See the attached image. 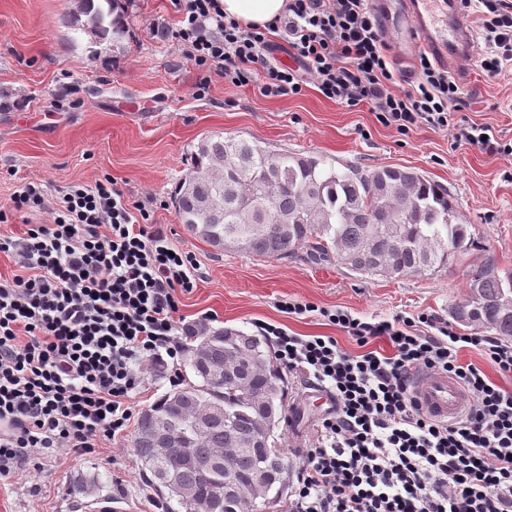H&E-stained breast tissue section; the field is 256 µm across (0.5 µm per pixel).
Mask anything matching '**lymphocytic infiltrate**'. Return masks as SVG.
I'll return each mask as SVG.
<instances>
[{"mask_svg":"<svg viewBox=\"0 0 512 512\" xmlns=\"http://www.w3.org/2000/svg\"><path fill=\"white\" fill-rule=\"evenodd\" d=\"M179 16L172 43L225 85L261 79L267 96L300 94L314 83L329 100L367 105L377 121L408 134L423 125L456 140L512 155V140L456 121L458 86L420 56L408 90L384 51L368 0H288L265 27H244L221 0H170ZM478 15L485 49L477 65L496 76L512 66V0H460ZM284 41L296 64L271 55ZM115 180L69 186L52 223L21 240L0 238L21 269L0 282V477L46 448L88 452L123 436L134 416L137 369L177 358L181 296L196 286L191 253L173 249L160 229L142 226ZM280 312L320 316L362 351L333 336H297L266 324L277 363L303 384L327 390L336 406L321 421L288 497L287 512H512V390L486 366L512 375V344L460 335L429 315L366 321L342 309L295 299ZM385 349H375V342ZM466 348L482 364L462 363ZM445 373L471 398L458 419L423 413L413 378Z\"/></svg>","mask_w":512,"mask_h":512,"instance_id":"obj_1","label":"lymphocytic infiltrate"}]
</instances>
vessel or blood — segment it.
Here are the masks:
<instances>
[{"label":"vessel or blood","instance_id":"vessel-or-blood-1","mask_svg":"<svg viewBox=\"0 0 512 512\" xmlns=\"http://www.w3.org/2000/svg\"><path fill=\"white\" fill-rule=\"evenodd\" d=\"M383 32L409 53L425 51L448 66L470 55L474 36L458 0H370ZM419 408L440 421L461 416L470 403L462 385L445 374L421 376L413 390Z\"/></svg>","mask_w":512,"mask_h":512}]
</instances>
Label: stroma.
Listing matches in <instances>:
<instances>
[{"mask_svg":"<svg viewBox=\"0 0 512 512\" xmlns=\"http://www.w3.org/2000/svg\"><path fill=\"white\" fill-rule=\"evenodd\" d=\"M77 0H0V207L34 184L45 193L37 215L0 223V237H23L27 223L49 224L67 187L102 177L149 213L171 244L196 259L197 287L181 299L182 323L208 320L259 334L261 323L299 336H333L348 352L357 343L317 315L281 313L284 298L344 309L368 320L436 316L454 332L481 335L453 321L466 292V264L389 279L337 261L312 262L305 250L275 259L211 247L186 231L175 187L191 167L195 144L210 134L239 136L335 166L409 168L447 190L459 223L512 269V155H491L452 131L421 126L409 134L379 124L368 107H344L315 86L298 95L264 96L258 86L229 87L195 65L168 39L177 16L168 0H125V34L101 39L77 19ZM462 118L512 139V70L492 78L466 59L450 68ZM285 418L278 446L291 472L303 463L323 415L314 390L283 377ZM134 431L77 455L48 448L0 478V512H98L95 497L74 493L92 475L121 482L116 505L165 512L133 448Z\"/></svg>","mask_w":512,"mask_h":512,"instance_id":"stroma-1","label":"stroma"}]
</instances>
